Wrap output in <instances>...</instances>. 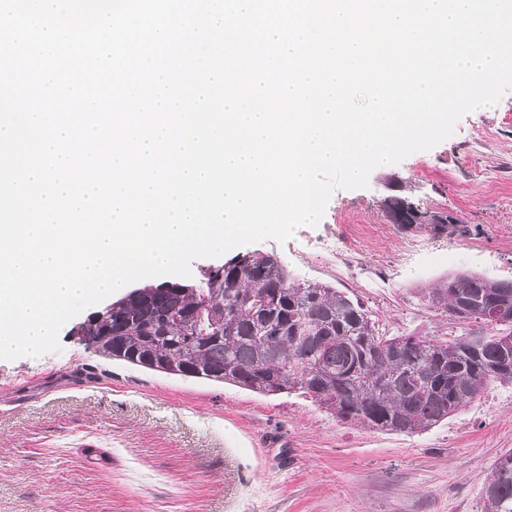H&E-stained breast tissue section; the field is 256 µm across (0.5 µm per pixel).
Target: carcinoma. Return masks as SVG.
Returning <instances> with one entry per match:
<instances>
[{
    "instance_id": "carcinoma-1",
    "label": "carcinoma",
    "mask_w": 512,
    "mask_h": 512,
    "mask_svg": "<svg viewBox=\"0 0 512 512\" xmlns=\"http://www.w3.org/2000/svg\"><path fill=\"white\" fill-rule=\"evenodd\" d=\"M440 220L405 228L456 233ZM425 299L447 317L512 326V279L458 274ZM499 309L511 317L497 319ZM81 333L108 360L261 395L298 392L341 421L395 433L435 427L491 380L512 384V332L382 335L358 300L257 251L208 269L194 288H138ZM482 500L481 512H512V449L494 461Z\"/></svg>"
}]
</instances>
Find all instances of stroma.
Returning a JSON list of instances; mask_svg holds the SVG:
<instances>
[{
    "label": "stroma",
    "mask_w": 512,
    "mask_h": 512,
    "mask_svg": "<svg viewBox=\"0 0 512 512\" xmlns=\"http://www.w3.org/2000/svg\"><path fill=\"white\" fill-rule=\"evenodd\" d=\"M391 196L452 214L459 234L404 230ZM326 235L332 260L318 256ZM252 248L358 299L383 334L480 332L423 295L464 271L512 279V89L433 149L374 169L366 188L334 192L317 226ZM93 313L62 327L60 351L0 360V400L32 383L0 415V512H480L491 465L512 448V384L489 383L430 430L383 432L297 393L104 359L81 336Z\"/></svg>",
    "instance_id": "35a3bbf8"
}]
</instances>
